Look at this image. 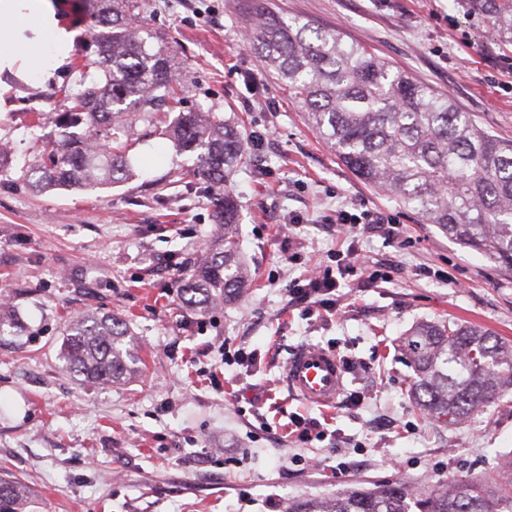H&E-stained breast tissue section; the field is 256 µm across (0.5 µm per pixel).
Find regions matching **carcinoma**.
<instances>
[{
    "mask_svg": "<svg viewBox=\"0 0 512 512\" xmlns=\"http://www.w3.org/2000/svg\"><path fill=\"white\" fill-rule=\"evenodd\" d=\"M512 43V0H473ZM94 53L75 69L80 89L52 120L58 138L47 158L22 167L42 189L94 190L126 180L127 149L138 126L165 130L175 150L213 189L220 231L183 288L186 306L206 313L234 301L250 273L236 237L237 200L223 189L247 158L234 114L184 110L187 79L167 47L132 28L134 0H83ZM250 44L269 75L288 88L312 131L358 178L417 211L457 244L512 270V142L500 141L446 94L394 70L358 41L310 20L256 13ZM119 316L85 313L65 331L62 359L74 374L101 383L135 376L141 358ZM415 368L417 404L459 425L512 390V347L475 326L421 322L404 338ZM29 489L0 477V512H26ZM288 512H512V464L499 478H468L412 490L403 484L355 489Z\"/></svg>",
    "mask_w": 512,
    "mask_h": 512,
    "instance_id": "carcinoma-1",
    "label": "carcinoma"
}]
</instances>
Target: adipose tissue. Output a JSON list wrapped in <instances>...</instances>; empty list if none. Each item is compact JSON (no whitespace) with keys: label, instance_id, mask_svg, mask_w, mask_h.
I'll list each match as a JSON object with an SVG mask.
<instances>
[{"label":"adipose tissue","instance_id":"obj_1","mask_svg":"<svg viewBox=\"0 0 512 512\" xmlns=\"http://www.w3.org/2000/svg\"><path fill=\"white\" fill-rule=\"evenodd\" d=\"M73 32L60 27L50 0H0V72L17 61L39 68V56L50 53L63 66Z\"/></svg>","mask_w":512,"mask_h":512}]
</instances>
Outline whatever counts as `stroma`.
Returning a JSON list of instances; mask_svg holds the SVG:
<instances>
[{
	"mask_svg": "<svg viewBox=\"0 0 512 512\" xmlns=\"http://www.w3.org/2000/svg\"><path fill=\"white\" fill-rule=\"evenodd\" d=\"M256 5L368 44L512 141V44L469 0ZM249 18L247 0H137L131 18L185 66L184 107L232 112L243 134H268L227 182L253 286L205 315L181 301L191 260L217 231L192 158L155 135L130 148L135 178L95 191L36 190L20 169L46 154L49 139L32 115L62 111V89L79 75L70 62L49 80L0 74L11 87L0 143L16 165L0 177V295L19 320L0 336V475L30 487L29 512H288L356 486L481 477L512 457V395L443 426L413 402L416 374L402 347L416 323L444 320L512 345V271L348 170L244 43ZM337 209L391 214L400 234L345 239L310 221ZM331 249L387 281L368 287L361 274L346 275L338 317L288 307L285 285ZM88 311L126 321L141 374L100 385L66 368L67 325ZM307 343L349 364L335 407L309 405L282 383L288 357ZM227 347L254 359L225 365ZM299 417L320 421L326 438L292 442Z\"/></svg>",
	"mask_w": 512,
	"mask_h": 512,
	"instance_id": "obj_1",
	"label": "stroma"
}]
</instances>
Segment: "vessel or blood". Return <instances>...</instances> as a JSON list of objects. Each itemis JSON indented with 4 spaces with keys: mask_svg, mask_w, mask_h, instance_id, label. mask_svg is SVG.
Here are the masks:
<instances>
[{
    "mask_svg": "<svg viewBox=\"0 0 512 512\" xmlns=\"http://www.w3.org/2000/svg\"><path fill=\"white\" fill-rule=\"evenodd\" d=\"M284 381L293 396L320 408L335 406L346 385L335 352L316 344L293 352L286 362Z\"/></svg>",
    "mask_w": 512,
    "mask_h": 512,
    "instance_id": "obj_1",
    "label": "vessel or blood"
}]
</instances>
